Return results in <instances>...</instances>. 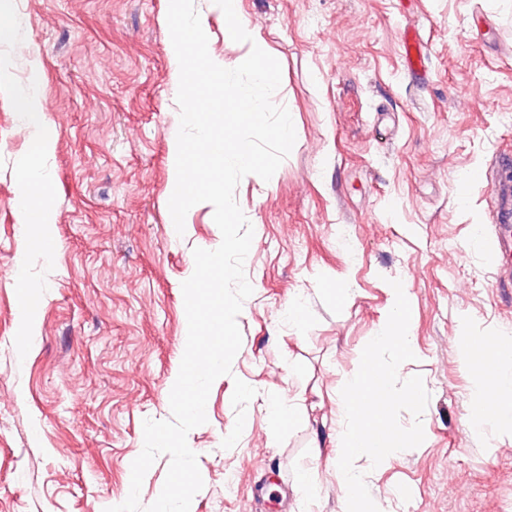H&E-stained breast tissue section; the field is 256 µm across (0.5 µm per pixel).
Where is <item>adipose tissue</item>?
<instances>
[{"instance_id":"adipose-tissue-1","label":"adipose tissue","mask_w":512,"mask_h":512,"mask_svg":"<svg viewBox=\"0 0 512 512\" xmlns=\"http://www.w3.org/2000/svg\"><path fill=\"white\" fill-rule=\"evenodd\" d=\"M49 187L33 177H24L19 190V210L32 231L42 240L53 238V225L47 199ZM488 374L477 377L469 408L472 430L485 440H494L501 425L512 427V411L501 404L503 396H512V352L490 350L485 354Z\"/></svg>"}]
</instances>
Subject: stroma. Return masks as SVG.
Wrapping results in <instances>:
<instances>
[{
	"mask_svg": "<svg viewBox=\"0 0 512 512\" xmlns=\"http://www.w3.org/2000/svg\"><path fill=\"white\" fill-rule=\"evenodd\" d=\"M169 0H0L15 21L0 41V512H105L130 491L145 419H171L184 353L181 284L194 248L222 234L211 204L177 234L169 136L179 127ZM211 55L245 48L224 15L195 0ZM282 69L275 104L296 142L270 180L235 198L254 229L253 288L231 374L215 380L207 421L188 434L203 488L190 512H341L336 402L364 346L386 324L401 281L430 400L425 440L385 467L361 462L385 512H512V429L493 444L468 427L476 372L455 337L512 333L487 185L468 171L512 152V0H239ZM426 48L425 81L402 36ZM38 68L43 156L16 93ZM49 188L54 237L31 236L18 207L24 167ZM32 287L36 342L22 352L20 291ZM302 298L305 318L287 310ZM256 390L238 443L235 380ZM289 399L285 425L267 402ZM237 492L224 493L226 472ZM312 475L310 496L300 483Z\"/></svg>",
	"mask_w": 512,
	"mask_h": 512,
	"instance_id": "obj_1",
	"label": "stroma"
}]
</instances>
